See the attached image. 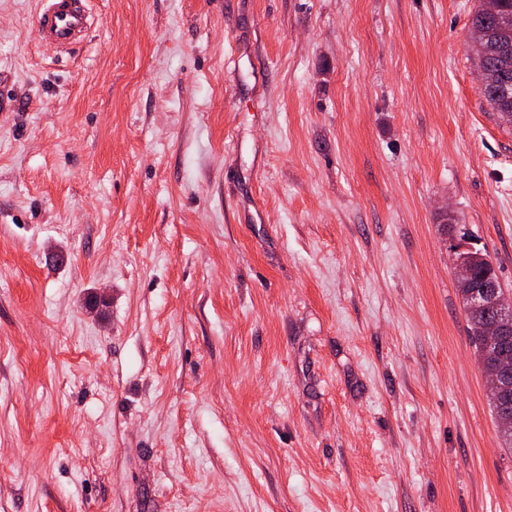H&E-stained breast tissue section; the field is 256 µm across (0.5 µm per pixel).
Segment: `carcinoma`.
I'll list each match as a JSON object with an SVG mask.
<instances>
[{"label": "carcinoma", "instance_id": "carcinoma-1", "mask_svg": "<svg viewBox=\"0 0 512 512\" xmlns=\"http://www.w3.org/2000/svg\"><path fill=\"white\" fill-rule=\"evenodd\" d=\"M497 2L494 14L485 13L482 4L474 13L473 22L482 23L490 32V38L473 42V51L484 76L481 94L501 122L512 125V0ZM458 256L472 269V278L458 284V294L467 309L468 336L474 354L485 371L498 367L512 371V321L502 326L501 336L490 344L485 328L498 320L500 310L488 307L477 313L470 311L475 292L498 279L493 264L488 255L478 249L461 251ZM489 401L495 418L512 419V374L505 379L500 391L489 394Z\"/></svg>", "mask_w": 512, "mask_h": 512}]
</instances>
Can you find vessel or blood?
Listing matches in <instances>:
<instances>
[{"instance_id": "obj_1", "label": "vessel or blood", "mask_w": 512, "mask_h": 512, "mask_svg": "<svg viewBox=\"0 0 512 512\" xmlns=\"http://www.w3.org/2000/svg\"><path fill=\"white\" fill-rule=\"evenodd\" d=\"M35 31L38 42L62 52L79 43L91 25L86 0H40Z\"/></svg>"}]
</instances>
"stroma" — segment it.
<instances>
[{
    "label": "stroma",
    "instance_id": "stroma-1",
    "mask_svg": "<svg viewBox=\"0 0 512 512\" xmlns=\"http://www.w3.org/2000/svg\"><path fill=\"white\" fill-rule=\"evenodd\" d=\"M86 5L60 54L0 0V512H512L478 0ZM454 254V264L457 271V281H464L471 276L466 283H458V294L467 311L468 316V336L474 354L482 366L483 372L498 367L510 370V375L503 382V388L495 393L489 394V401L492 412L498 418H511L512 420V320L502 326L501 336L490 344L487 342L485 328L488 324L498 320L500 310L496 307H488L480 312L471 311V299L476 291L485 289L484 287L495 280H499L493 264L487 253L478 249H468L460 251L459 257L470 265L462 262V259L456 256L457 250L452 249Z\"/></svg>",
    "mask_w": 512,
    "mask_h": 512
}]
</instances>
